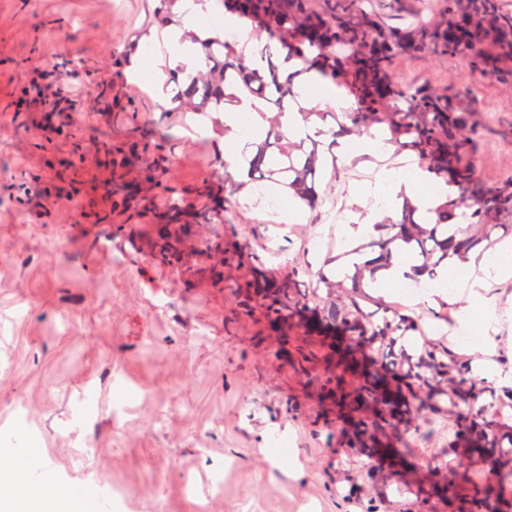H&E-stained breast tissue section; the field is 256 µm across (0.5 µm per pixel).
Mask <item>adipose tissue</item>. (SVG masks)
Segmentation results:
<instances>
[{
  "instance_id": "adipose-tissue-1",
  "label": "adipose tissue",
  "mask_w": 512,
  "mask_h": 512,
  "mask_svg": "<svg viewBox=\"0 0 512 512\" xmlns=\"http://www.w3.org/2000/svg\"><path fill=\"white\" fill-rule=\"evenodd\" d=\"M210 8V0H178L173 9L174 18L165 29V51L155 57V65H198L200 42L210 38L211 33L200 27L197 20ZM420 184L426 185L427 190L416 194L415 201L424 209L435 207L447 190L443 179L419 169L411 173L395 169L381 171L375 190L391 206L398 192H413ZM511 270L512 241H506L485 259L480 276L470 284L468 298L458 302L453 314L456 329L479 333L484 347L492 353L500 345L501 331L497 295L492 285ZM40 467L41 458L35 452L0 448V512H72V503L53 474L41 472Z\"/></svg>"
}]
</instances>
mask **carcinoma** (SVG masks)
<instances>
[{
    "label": "carcinoma",
    "mask_w": 512,
    "mask_h": 512,
    "mask_svg": "<svg viewBox=\"0 0 512 512\" xmlns=\"http://www.w3.org/2000/svg\"><path fill=\"white\" fill-rule=\"evenodd\" d=\"M224 9L250 25L251 38L266 44L277 41L288 49L284 63L299 64L290 72L268 57L267 68H252L238 41L215 36L201 42L206 54L215 44L223 46V56L208 71L180 65L174 72L183 84L181 102H197L198 112H217L241 105L245 99L267 104L273 116L246 172L258 189L269 194L286 191L312 206L319 198L317 169L336 166L334 155L328 160L316 149L295 155L282 145L287 134L281 118L289 109L298 107L306 121L313 116L299 107L300 77L312 70L354 98L356 110L345 113L350 125L342 133L360 135L372 127L381 128L389 135V143L415 159L416 167L444 179L450 187L444 200L431 209L434 216L418 215L419 206L406 197L400 223L374 225L382 232L379 240L330 255L326 264L376 246L384 261L399 252L415 259L413 270L433 282L436 269L448 261L462 265L478 246L490 248L496 230L506 227L512 232V223L503 224L507 218L512 220V181L486 189L473 164L461 160L474 149L487 119L444 95L425 88L403 89L391 80L395 57L435 50L437 31L424 22L395 31L381 20L375 0H224ZM448 14L456 18L447 33L448 52L467 46L471 58L486 69L512 56V12L501 11L499 0H448ZM159 187L169 199L158 214L164 224H191L217 214L207 202L185 201L169 179ZM354 267L351 289L343 300L319 297L317 286L301 294L292 279L266 289L268 316L273 322L312 323L333 346L336 339L348 338L343 355L360 374L353 397L342 402L349 409L379 403L378 427L395 428L402 423L419 432L430 417L448 412L444 399L461 396L468 409L454 414L458 439L474 449H485L497 464L498 479L489 482L479 476L469 486L470 509L483 512L512 483V436L496 432V418L508 403L471 376V369L447 347L434 343L410 354L398 345L420 332L421 326L414 316L365 293L366 274L373 273L370 262ZM368 304L376 311L366 310Z\"/></svg>",
    "instance_id": "cac0c4a2"
}]
</instances>
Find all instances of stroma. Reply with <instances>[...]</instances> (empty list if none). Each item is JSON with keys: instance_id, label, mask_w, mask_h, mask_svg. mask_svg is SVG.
I'll list each match as a JSON object with an SVG mask.
<instances>
[{"instance_id": "obj_1", "label": "stroma", "mask_w": 512, "mask_h": 512, "mask_svg": "<svg viewBox=\"0 0 512 512\" xmlns=\"http://www.w3.org/2000/svg\"><path fill=\"white\" fill-rule=\"evenodd\" d=\"M158 0H0V425L25 415L36 432L0 440L39 449L66 490L119 486L111 512H467L448 478L494 465L456 448L452 415H435L405 468L350 450L325 382L337 374L320 337L299 323L280 351L256 294L258 281L302 269L311 282L325 249L314 242L337 200L350 223L400 220L372 205L375 163L348 161L359 138L331 141L343 114L315 119L318 143L343 164L315 175L317 209L278 215L247 190L224 200L218 224L171 225L179 255L160 258L154 158L168 160L185 200L206 185L223 192L224 115L205 133L171 111L180 87H134L128 51L160 25ZM423 13L447 22L446 0H385L388 26ZM391 78L438 87L454 99L468 84L496 119L473 152L480 180L512 179V59L488 72L462 54L397 56ZM83 83L74 119L20 103L30 80ZM262 263L250 271L249 257ZM99 275L96 295L84 283ZM436 320L415 346L435 341L470 366L480 345L451 338Z\"/></svg>"}]
</instances>
